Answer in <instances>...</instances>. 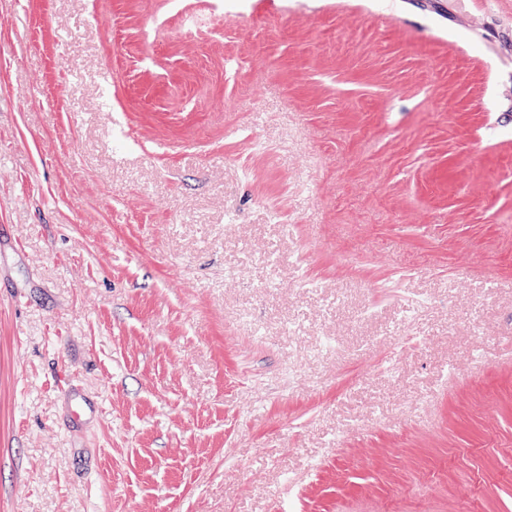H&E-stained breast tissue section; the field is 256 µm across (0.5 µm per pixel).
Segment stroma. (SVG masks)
<instances>
[{"instance_id":"35a3bbf8","label":"stroma","mask_w":512,"mask_h":512,"mask_svg":"<svg viewBox=\"0 0 512 512\" xmlns=\"http://www.w3.org/2000/svg\"><path fill=\"white\" fill-rule=\"evenodd\" d=\"M439 3L0 0V512H512V0ZM69 418L73 423L80 424L97 411L95 404L80 393L77 386H72L66 393Z\"/></svg>"}]
</instances>
